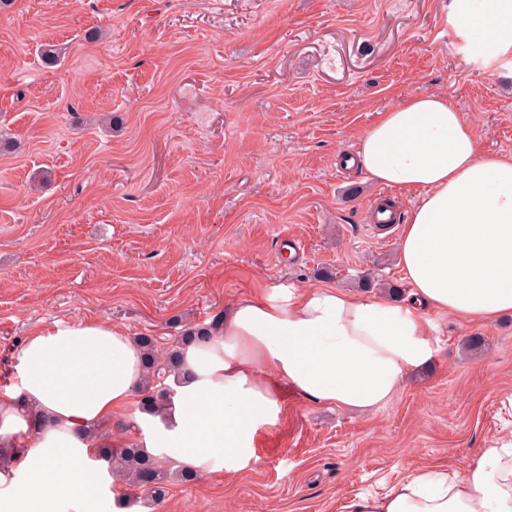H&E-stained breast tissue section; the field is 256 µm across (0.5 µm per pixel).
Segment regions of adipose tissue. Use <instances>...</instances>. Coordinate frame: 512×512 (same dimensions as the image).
<instances>
[{
  "label": "adipose tissue",
  "instance_id": "1",
  "mask_svg": "<svg viewBox=\"0 0 512 512\" xmlns=\"http://www.w3.org/2000/svg\"><path fill=\"white\" fill-rule=\"evenodd\" d=\"M453 23L491 56L512 51V0H456ZM360 166L377 182L418 193L398 250L407 300L342 289H293L238 302L206 343L187 349L190 375L172 408L150 417L144 445L196 474L235 470L275 425L283 385L309 401L372 411L434 354L431 308L484 323L512 315V155H479L477 132L444 95H412L359 139ZM18 381L0 390V447L28 480L0 496V512H112L87 464L92 429L140 392L144 358L122 327L58 322L13 352ZM343 512H512V444L482 449L463 470L428 468Z\"/></svg>",
  "mask_w": 512,
  "mask_h": 512
}]
</instances>
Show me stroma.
Masks as SVG:
<instances>
[{"mask_svg": "<svg viewBox=\"0 0 512 512\" xmlns=\"http://www.w3.org/2000/svg\"><path fill=\"white\" fill-rule=\"evenodd\" d=\"M453 0H13L0 8V377L32 331L107 321L167 347L237 302L374 269L409 293L415 193L346 166L403 97L444 94L480 153L512 154V54L487 58ZM103 30L99 41L86 40ZM64 49L45 66L41 44ZM435 353L376 411L286 394L256 459L120 512H341L512 442V316L425 311ZM483 339L480 353L465 348Z\"/></svg>", "mask_w": 512, "mask_h": 512, "instance_id": "35a3bbf8", "label": "stroma"}]
</instances>
